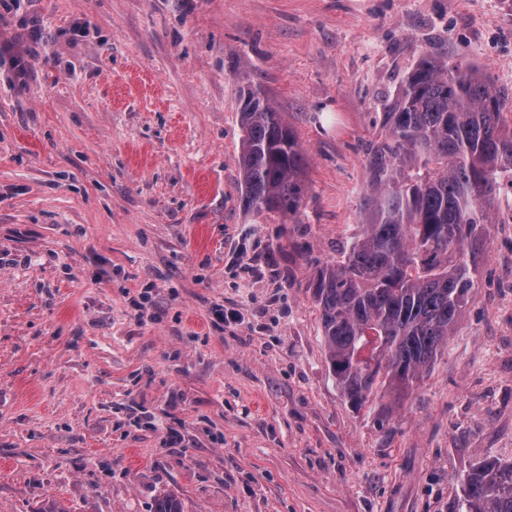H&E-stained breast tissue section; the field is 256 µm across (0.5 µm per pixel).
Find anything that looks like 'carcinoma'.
<instances>
[{"instance_id":"cac0c4a2","label":"carcinoma","mask_w":512,"mask_h":512,"mask_svg":"<svg viewBox=\"0 0 512 512\" xmlns=\"http://www.w3.org/2000/svg\"><path fill=\"white\" fill-rule=\"evenodd\" d=\"M506 97L472 65L427 56L407 74L368 145L362 232L319 268L315 299L336 385L364 408L413 389L468 304V240L512 192ZM237 164L246 209L296 215L304 156L258 89L240 95ZM457 512H512V461L485 458L462 479ZM153 512H183L156 499Z\"/></svg>"}]
</instances>
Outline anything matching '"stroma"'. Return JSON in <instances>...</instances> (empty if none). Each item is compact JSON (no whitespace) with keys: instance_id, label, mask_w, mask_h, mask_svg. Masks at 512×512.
<instances>
[{"instance_id":"obj_1","label":"stroma","mask_w":512,"mask_h":512,"mask_svg":"<svg viewBox=\"0 0 512 512\" xmlns=\"http://www.w3.org/2000/svg\"><path fill=\"white\" fill-rule=\"evenodd\" d=\"M431 52L512 98V0L0 15V512L166 493L183 512H453L474 463L512 461V223L483 225L473 297L410 394L354 409L313 297L359 232L363 149ZM247 86L306 159L295 218L243 206Z\"/></svg>"}]
</instances>
